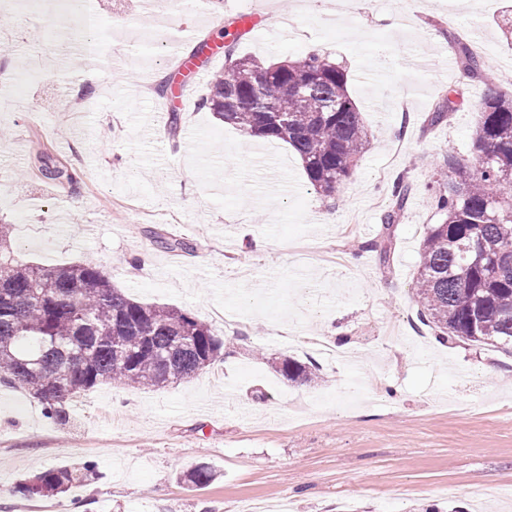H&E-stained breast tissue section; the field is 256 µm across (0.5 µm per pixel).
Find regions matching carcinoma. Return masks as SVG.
<instances>
[{
  "label": "carcinoma",
  "mask_w": 512,
  "mask_h": 512,
  "mask_svg": "<svg viewBox=\"0 0 512 512\" xmlns=\"http://www.w3.org/2000/svg\"><path fill=\"white\" fill-rule=\"evenodd\" d=\"M463 70L486 81L485 58L460 36L450 41ZM226 71L201 98L216 118L245 135L289 144L311 185L333 196L369 145L345 69L319 53L260 64L224 44ZM473 139L478 165L443 157L453 177L434 197L441 222L427 227L416 274L420 317L441 339L512 348V99H482ZM411 185L396 183L384 229L392 236ZM12 225L0 224V382L31 389L48 418L106 382L161 388L191 378L224 356V342L191 311L137 302L90 260L49 268L20 260ZM274 368L312 382L314 366L291 357ZM93 465L50 467L12 492L49 497L81 483ZM181 479H215L205 463Z\"/></svg>",
  "instance_id": "carcinoma-1"
}]
</instances>
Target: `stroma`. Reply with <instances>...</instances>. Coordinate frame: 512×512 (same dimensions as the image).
Listing matches in <instances>:
<instances>
[{
    "label": "stroma",
    "instance_id": "35a3bbf8",
    "mask_svg": "<svg viewBox=\"0 0 512 512\" xmlns=\"http://www.w3.org/2000/svg\"><path fill=\"white\" fill-rule=\"evenodd\" d=\"M507 0H223L221 16L143 12L141 0H90L68 18L61 0H0V221L28 225L11 246L46 266L95 261L145 304L190 310L225 343L223 360L159 390L105 383L71 417H46L32 391L0 383V512L51 466L93 463L99 477L54 497V512H512V352L463 339L438 343L419 319L420 248L440 217L433 197L454 153L473 166L472 128L488 92L512 97V46L498 25ZM264 10L237 52L262 62L327 52L370 143L335 197L317 192L290 145L266 142L201 107L205 86L169 72L171 28L194 29L182 50L237 32ZM90 33L112 54L148 43L122 68L64 66L57 25ZM238 33V32H237ZM467 34L498 76L447 75L452 34ZM187 97L178 136L143 133L156 83ZM447 122L429 116L449 90ZM74 169L44 179L39 152ZM411 183L393 236L382 218L398 179ZM188 242L154 244L150 231ZM266 239V251L252 248ZM387 244L388 260L366 250ZM149 266L135 267L141 254ZM314 364L318 380L288 381L272 362ZM206 463L217 476L181 475Z\"/></svg>",
    "mask_w": 512,
    "mask_h": 512
}]
</instances>
